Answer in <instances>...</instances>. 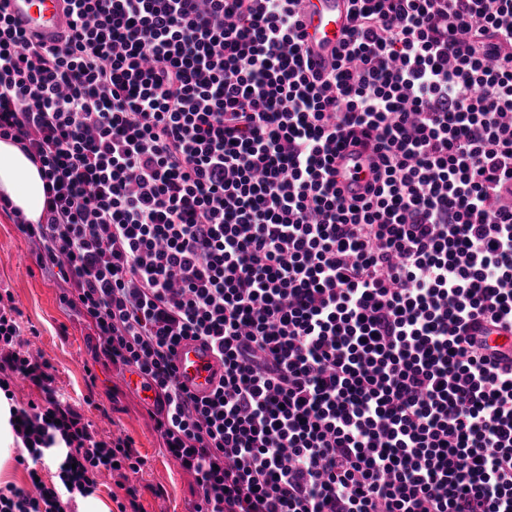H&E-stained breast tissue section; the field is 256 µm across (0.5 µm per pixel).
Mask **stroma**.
<instances>
[{"label":"stroma","mask_w":512,"mask_h":512,"mask_svg":"<svg viewBox=\"0 0 512 512\" xmlns=\"http://www.w3.org/2000/svg\"><path fill=\"white\" fill-rule=\"evenodd\" d=\"M64 288L40 269L32 244L0 212V290L13 296L29 351L51 364L58 388L93 431L133 439L144 461L131 477L140 487L142 512H191L198 499L194 476L163 454L138 393L96 360L94 339L60 302Z\"/></svg>","instance_id":"obj_1"}]
</instances>
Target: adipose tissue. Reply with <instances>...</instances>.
<instances>
[{"instance_id": "adipose-tissue-1", "label": "adipose tissue", "mask_w": 512, "mask_h": 512, "mask_svg": "<svg viewBox=\"0 0 512 512\" xmlns=\"http://www.w3.org/2000/svg\"><path fill=\"white\" fill-rule=\"evenodd\" d=\"M10 199L28 221L38 223L44 188L38 167L13 141L0 139V197Z\"/></svg>"}]
</instances>
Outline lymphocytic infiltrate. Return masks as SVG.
I'll return each instance as SVG.
<instances>
[{
  "label": "lymphocytic infiltrate",
  "instance_id": "1",
  "mask_svg": "<svg viewBox=\"0 0 512 512\" xmlns=\"http://www.w3.org/2000/svg\"><path fill=\"white\" fill-rule=\"evenodd\" d=\"M65 2L48 45L0 0V139L45 191L39 223L0 211L104 364L156 389L193 512H512V353L474 333L512 331V0H348L325 72L303 0ZM17 316L0 299V391L41 393L10 410L34 484L0 512H65L143 460L91 431ZM189 338L224 364L203 398L173 364Z\"/></svg>",
  "mask_w": 512,
  "mask_h": 512
}]
</instances>
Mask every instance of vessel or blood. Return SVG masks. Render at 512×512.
Here are the masks:
<instances>
[{
    "label": "vessel or blood",
    "instance_id": "1",
    "mask_svg": "<svg viewBox=\"0 0 512 512\" xmlns=\"http://www.w3.org/2000/svg\"><path fill=\"white\" fill-rule=\"evenodd\" d=\"M16 25L42 36L46 44H55L67 25L61 0H11ZM305 47L314 69L328 66L339 45L346 23V0H305L303 11ZM177 375L195 395H209L219 384L224 367L205 343L188 339L173 356Z\"/></svg>",
    "mask_w": 512,
    "mask_h": 512
}]
</instances>
